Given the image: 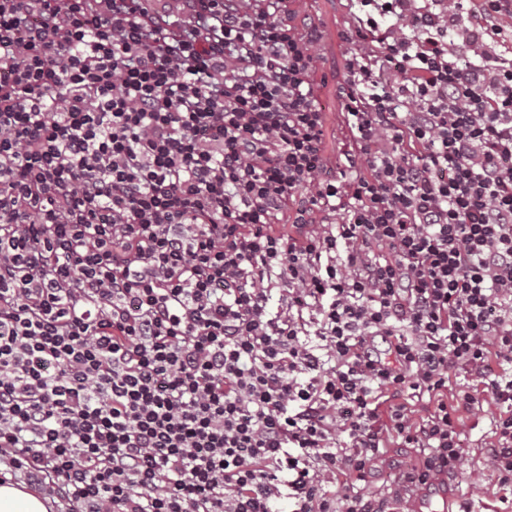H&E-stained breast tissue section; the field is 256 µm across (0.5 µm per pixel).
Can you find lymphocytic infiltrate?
I'll return each instance as SVG.
<instances>
[{"label":"lymphocytic infiltrate","mask_w":512,"mask_h":512,"mask_svg":"<svg viewBox=\"0 0 512 512\" xmlns=\"http://www.w3.org/2000/svg\"><path fill=\"white\" fill-rule=\"evenodd\" d=\"M187 2L0 0V463L60 512H377L393 438L511 486L512 0H350L343 187L315 38ZM497 413L494 406L477 417L464 416L462 427V445L464 452L469 456L475 468H483L487 449L485 446L491 436V419Z\"/></svg>","instance_id":"f902f5d3"}]
</instances>
